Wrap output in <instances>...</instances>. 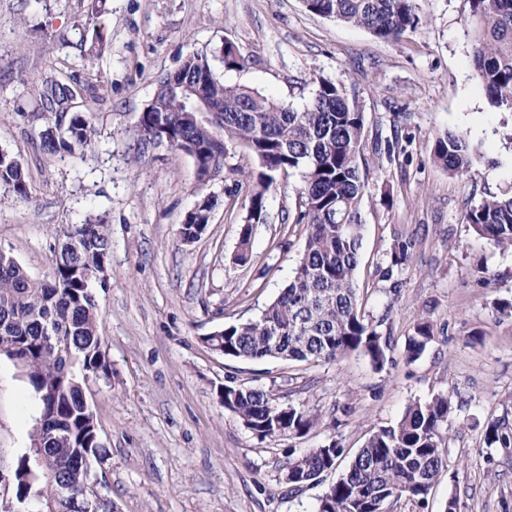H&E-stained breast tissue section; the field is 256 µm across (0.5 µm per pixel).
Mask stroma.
I'll list each match as a JSON object with an SVG mask.
<instances>
[{
    "mask_svg": "<svg viewBox=\"0 0 512 512\" xmlns=\"http://www.w3.org/2000/svg\"><path fill=\"white\" fill-rule=\"evenodd\" d=\"M421 21L395 39L312 14L303 0H107L110 36L86 60L79 43L84 0H0V149L23 165L32 196L0 187V251L35 278L48 277L59 230L102 216L112 252L94 292L109 375L90 377L87 400L106 449L94 474L113 512H314L371 434L405 408L450 392L444 430L448 468L425 506L390 512H512V447H487L489 421L512 420V251L480 239L465 210L512 187V114L493 108L471 67L463 0H421ZM246 59L224 68L225 42ZM191 53L216 76L300 106L313 76L340 82L363 112L367 179L356 284L371 319L392 341V364L372 367L354 352L318 363L245 360L212 351L205 336L260 317L298 264L307 235L295 223L299 173L266 197L247 263L236 261L257 159L230 149L224 173L198 181L193 158L161 142L140 150L138 120L158 79ZM79 88L96 147L47 155L43 131L69 118L47 111L45 82ZM465 129L480 153L469 177L448 174L433 140ZM211 201L209 224L194 243L178 230ZM417 241L392 294L378 269L394 232ZM491 282H484V275ZM435 338L415 361L405 345L417 317ZM272 391L281 403L320 417L303 437L259 440L220 398L224 385ZM40 402L26 377L0 357V512H24L15 471L28 454ZM338 442L343 453L322 483L290 490L289 458Z\"/></svg>",
    "mask_w": 512,
    "mask_h": 512,
    "instance_id": "35a3bbf8",
    "label": "stroma"
}]
</instances>
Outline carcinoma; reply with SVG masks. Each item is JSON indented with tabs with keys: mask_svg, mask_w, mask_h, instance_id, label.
<instances>
[{
	"mask_svg": "<svg viewBox=\"0 0 512 512\" xmlns=\"http://www.w3.org/2000/svg\"><path fill=\"white\" fill-rule=\"evenodd\" d=\"M313 14L360 27L379 38H396L420 21L419 0H304ZM473 42V68L492 107L512 112V0H464ZM104 0H86V24L93 27L86 57L97 58L107 42L99 18ZM224 68L246 65L235 45L224 42ZM315 90L301 108L240 85L217 79L206 58L187 56L173 72L159 79L157 91L139 116V145L169 139L195 162L200 181L224 172L229 147L242 145L259 161V170L244 174L253 183L247 197L246 224L241 226L236 260L246 262L252 248V225L265 221L267 193L279 177L300 172V205L294 223L307 225L304 253L293 277L256 320L224 328V356L237 359L280 358L288 361H337L361 351L382 370L391 363L389 340L377 323L365 317L355 286L363 238L361 204L365 177L363 115L341 84L313 80ZM198 88L217 109L208 121L184 109L180 89ZM73 90L46 83L40 94L49 109H62ZM96 132L89 117L76 114L58 135H41L44 149L91 150ZM431 152L451 175L470 176L477 150L464 131L438 135ZM0 185L29 202L26 174L20 161L0 150ZM480 238L512 249V191L491 196L464 214ZM416 246L410 236L395 235L382 279L401 287V272ZM112 249L105 220L76 224L65 234L49 278L36 279L12 256L0 251V356L20 365L38 396L44 418L34 428L30 453L16 469V497L32 500L51 512H76L78 503L60 496L57 487L77 479L78 462L88 448L100 447L91 425L84 392L88 374L105 373L100 316L94 284L104 280ZM434 328L417 319L405 347L406 359L419 358L434 340ZM224 407L258 439L301 437L319 425L309 410L280 403L272 393L241 385H225ZM451 396L438 394L411 404L395 424L373 433L348 469L318 500L316 512H389L405 500L425 505L440 473L448 467L442 429L448 425ZM487 447H512V425L505 418L487 423ZM342 448L336 441L309 448L288 460L282 480L299 489L318 484L334 470Z\"/></svg>",
	"mask_w": 512,
	"mask_h": 512,
	"instance_id": "1",
	"label": "carcinoma"
}]
</instances>
